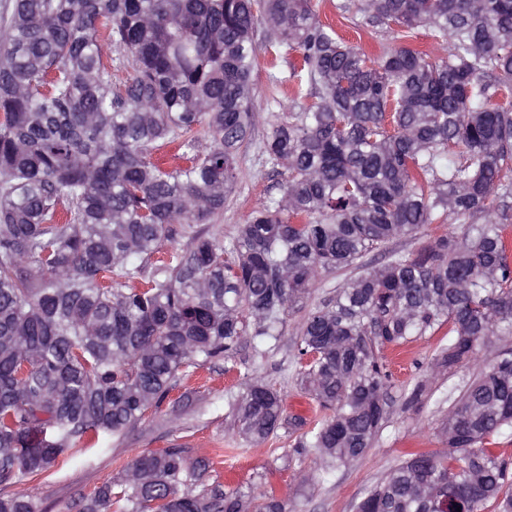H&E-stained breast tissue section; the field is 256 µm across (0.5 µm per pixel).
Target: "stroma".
I'll return each instance as SVG.
<instances>
[{"label":"stroma","mask_w":512,"mask_h":512,"mask_svg":"<svg viewBox=\"0 0 512 512\" xmlns=\"http://www.w3.org/2000/svg\"><path fill=\"white\" fill-rule=\"evenodd\" d=\"M337 2L312 0V7L368 56H376L381 47L391 45V38L371 34L343 18ZM293 92L288 82L273 86L264 76L257 82L254 141L239 151L241 180L216 226L224 240L235 237L257 207L282 194L284 174L265 164L255 143L265 136L270 123L288 114ZM301 318L298 312L287 316L276 346L269 348L243 339L234 359L240 364L238 370H230V361L224 359L190 369L159 409L148 412L136 428L111 439L108 450L93 449L77 459L59 462L46 475L29 481L25 492L35 499L41 512H79L84 498L118 477L136 454L180 448L187 463L204 458L214 461L215 470L205 475V483L217 480L228 489L245 492L259 487L271 491L291 512H355L366 489L384 479L408 452H446L440 429L448 411L437 408L434 391H461L481 364L503 348H512V336L490 337L480 347L478 364L461 366L450 374L432 369L440 336H424L398 350L385 351L391 374L388 423L365 457L324 477L314 452L297 447L296 436L288 428L279 429L259 445L242 440L224 398L226 391H239L241 377L246 374L280 391L287 413L303 415L310 422L322 417L319 407L298 395L295 342ZM420 381L425 382L427 393L420 401H410V392ZM303 469L314 472V479L301 480L299 472Z\"/></svg>","instance_id":"obj_1"}]
</instances>
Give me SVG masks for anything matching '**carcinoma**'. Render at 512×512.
Returning <instances> with one entry per match:
<instances>
[{"label":"carcinoma","mask_w":512,"mask_h":512,"mask_svg":"<svg viewBox=\"0 0 512 512\" xmlns=\"http://www.w3.org/2000/svg\"><path fill=\"white\" fill-rule=\"evenodd\" d=\"M356 25L408 45L369 59L311 0H0V512H40L17 486L159 408L186 370L277 341L324 274H357L314 305L296 342L301 390L331 411L313 427L249 378L227 393L239 433L283 426L331 473L369 452L390 375L378 353L448 328L434 367L512 335V0H342ZM265 24L263 43L256 31ZM133 76L112 86L99 28ZM288 61L297 112L258 153L280 198L229 246L215 218L252 138L260 50ZM298 53V60L288 56ZM173 145L183 164L158 151ZM462 224L419 250L361 259L430 224ZM188 242L164 254L173 225ZM448 452L421 451L357 512H512V349L447 395ZM210 460L138 454L82 512H287L268 491H226Z\"/></svg>","instance_id":"1"}]
</instances>
